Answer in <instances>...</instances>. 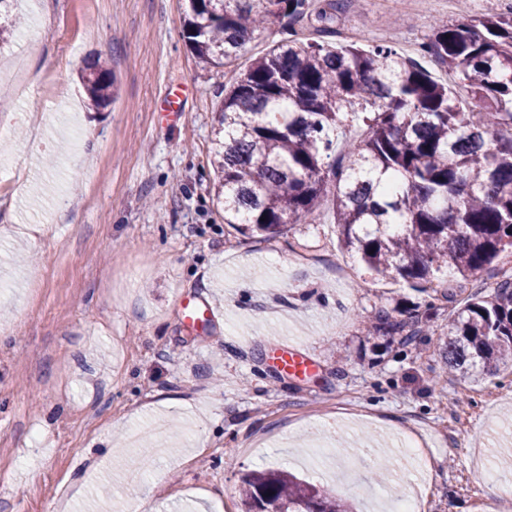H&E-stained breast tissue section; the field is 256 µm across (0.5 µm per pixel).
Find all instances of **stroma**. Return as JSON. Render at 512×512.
I'll return each mask as SVG.
<instances>
[{"label":"stroma","instance_id":"obj_1","mask_svg":"<svg viewBox=\"0 0 512 512\" xmlns=\"http://www.w3.org/2000/svg\"><path fill=\"white\" fill-rule=\"evenodd\" d=\"M512 0H348L332 42L389 32L415 55L435 20ZM0 45V512H242L253 470L330 484L387 512H487L486 469L512 479V366L442 380L452 304L380 281L338 241L332 201L275 239L225 224L213 139L224 68L183 37L182 0H25ZM107 60L118 93L89 110L81 72ZM213 320L188 327L183 295ZM419 314L413 341L372 328ZM279 343L310 374L276 376ZM416 436L434 472L398 452ZM111 483V499L95 495Z\"/></svg>","mask_w":512,"mask_h":512}]
</instances>
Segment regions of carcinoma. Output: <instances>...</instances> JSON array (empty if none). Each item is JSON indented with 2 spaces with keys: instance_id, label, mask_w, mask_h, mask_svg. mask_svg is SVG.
<instances>
[{
  "instance_id": "1",
  "label": "carcinoma",
  "mask_w": 512,
  "mask_h": 512,
  "mask_svg": "<svg viewBox=\"0 0 512 512\" xmlns=\"http://www.w3.org/2000/svg\"><path fill=\"white\" fill-rule=\"evenodd\" d=\"M185 2L191 51L232 73L215 130L224 223L273 238L314 218L330 192L342 247L423 292L512 255V12L432 26L418 53L455 74L451 89L391 45L297 38L306 17L330 31L338 0ZM14 5L0 0V45L22 33ZM274 23L289 38L241 66L253 34ZM82 81L91 110L116 93L101 63ZM350 120L364 135L348 137ZM445 352L448 374L471 383L512 366L511 274L453 308ZM239 495L245 512H350L288 471H251Z\"/></svg>"
}]
</instances>
